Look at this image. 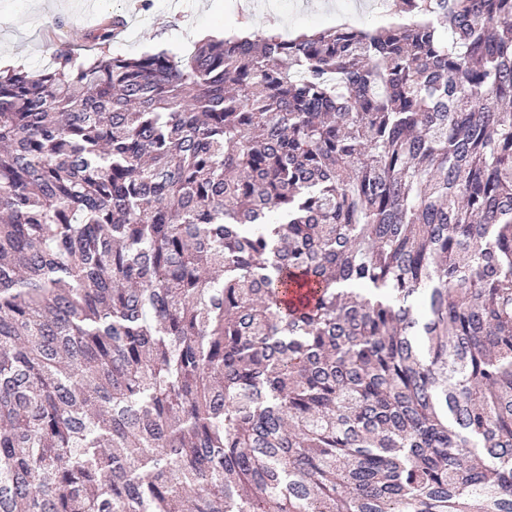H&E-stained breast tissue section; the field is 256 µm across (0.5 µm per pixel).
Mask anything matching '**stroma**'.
Segmentation results:
<instances>
[{
  "label": "stroma",
  "instance_id": "35a3bbf8",
  "mask_svg": "<svg viewBox=\"0 0 512 512\" xmlns=\"http://www.w3.org/2000/svg\"><path fill=\"white\" fill-rule=\"evenodd\" d=\"M136 0H0V54H8L13 66L38 73L50 62V52L42 38L47 22L66 23L74 46L81 35L94 28V16L117 11L127 20L126 29L114 38L110 51L133 56L166 50L178 53L194 41L193 33L221 29L233 34L238 28L237 0H153L148 13L135 11ZM352 12L363 16L364 26L378 28L385 16L376 14L369 0H260L253 11L251 27L264 34L268 17L284 20L282 35L295 36L307 29L335 26L336 15Z\"/></svg>",
  "mask_w": 512,
  "mask_h": 512
}]
</instances>
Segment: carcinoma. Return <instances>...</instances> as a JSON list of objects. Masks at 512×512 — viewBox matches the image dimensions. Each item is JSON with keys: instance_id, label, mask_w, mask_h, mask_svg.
<instances>
[{"instance_id": "obj_1", "label": "carcinoma", "mask_w": 512, "mask_h": 512, "mask_svg": "<svg viewBox=\"0 0 512 512\" xmlns=\"http://www.w3.org/2000/svg\"><path fill=\"white\" fill-rule=\"evenodd\" d=\"M0 70V512H512V0Z\"/></svg>"}]
</instances>
